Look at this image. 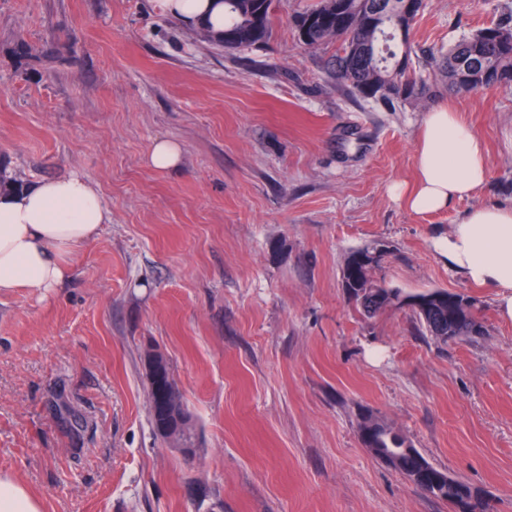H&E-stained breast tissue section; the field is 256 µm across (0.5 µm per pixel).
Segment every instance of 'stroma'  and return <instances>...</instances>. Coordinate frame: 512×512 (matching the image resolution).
Listing matches in <instances>:
<instances>
[{
	"instance_id": "stroma-1",
	"label": "stroma",
	"mask_w": 512,
	"mask_h": 512,
	"mask_svg": "<svg viewBox=\"0 0 512 512\" xmlns=\"http://www.w3.org/2000/svg\"><path fill=\"white\" fill-rule=\"evenodd\" d=\"M285 0L266 55L194 41L156 0H0V158L30 184L79 174L112 221L63 287L0 294V474L41 512H450L375 458L363 415L512 512V320L453 272L436 237L469 208L512 203V87L450 94L485 141L489 179L447 210L412 183L424 109L327 81ZM512 13V0H425L415 48ZM52 49L51 67L20 43ZM182 148L179 170L146 157ZM377 241L407 293L472 299L482 336L442 345L410 308L363 320L340 282ZM161 352L198 436L187 458L150 423ZM147 164L159 171L167 172L180 168L181 148L172 141L161 139L154 143L147 156Z\"/></svg>"
}]
</instances>
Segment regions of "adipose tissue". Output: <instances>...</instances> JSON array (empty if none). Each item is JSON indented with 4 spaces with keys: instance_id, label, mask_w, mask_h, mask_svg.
Returning <instances> with one entry per match:
<instances>
[{
    "instance_id": "adipose-tissue-1",
    "label": "adipose tissue",
    "mask_w": 512,
    "mask_h": 512,
    "mask_svg": "<svg viewBox=\"0 0 512 512\" xmlns=\"http://www.w3.org/2000/svg\"><path fill=\"white\" fill-rule=\"evenodd\" d=\"M158 10L185 29L211 22L224 28L222 0H157ZM488 181L481 138L449 105L426 112L413 185L392 193L417 214L446 210ZM111 214L94 185L77 174L0 194V292L15 288L44 296L66 279L75 253L99 234ZM436 246L450 269L499 295V313L512 320V204L466 210Z\"/></svg>"
}]
</instances>
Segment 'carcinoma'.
<instances>
[{"instance_id":"obj_1","label":"carcinoma","mask_w":512,"mask_h":512,"mask_svg":"<svg viewBox=\"0 0 512 512\" xmlns=\"http://www.w3.org/2000/svg\"><path fill=\"white\" fill-rule=\"evenodd\" d=\"M419 2L411 18L416 22L424 0H317L293 17L301 43L310 51L329 45L335 53L324 61L328 80L348 88L354 95L383 103L390 110L398 104L423 105L434 84L442 82L456 92H477L489 86L484 75L494 74L499 83L512 84V15L448 46V51L417 52L410 42L400 43L382 25L403 16L407 3ZM282 0H224V31L216 40L229 52L264 50L271 42L273 19ZM403 54L408 68L385 67ZM382 259L364 246L349 252L342 267V288L347 299L365 320L403 307L402 291L375 276ZM444 298L433 301L425 313L416 314L418 331L435 342L462 341L478 335L482 323L467 297L441 291ZM151 424L159 430L165 413L185 416L173 439H161L171 448H196L197 435L182 394L163 361L158 377H147ZM366 448L377 459L401 472L414 486L428 492L439 479L448 485L431 496L448 503L451 512H494L491 498L466 481L433 466L402 433L370 416L360 425Z\"/></svg>"}]
</instances>
